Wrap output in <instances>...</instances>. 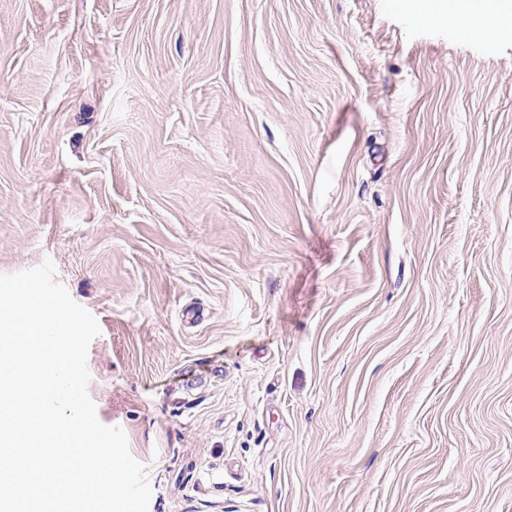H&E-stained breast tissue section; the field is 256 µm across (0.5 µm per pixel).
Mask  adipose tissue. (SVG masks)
Returning a JSON list of instances; mask_svg holds the SVG:
<instances>
[{"label":"adipose tissue","instance_id":"adipose-tissue-1","mask_svg":"<svg viewBox=\"0 0 512 512\" xmlns=\"http://www.w3.org/2000/svg\"><path fill=\"white\" fill-rule=\"evenodd\" d=\"M415 22L466 26L485 43L512 34V0H411Z\"/></svg>","mask_w":512,"mask_h":512}]
</instances>
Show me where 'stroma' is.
Here are the masks:
<instances>
[{
  "label": "stroma",
  "instance_id": "1",
  "mask_svg": "<svg viewBox=\"0 0 512 512\" xmlns=\"http://www.w3.org/2000/svg\"><path fill=\"white\" fill-rule=\"evenodd\" d=\"M395 3L0 0V275L148 512H512V40Z\"/></svg>",
  "mask_w": 512,
  "mask_h": 512
}]
</instances>
